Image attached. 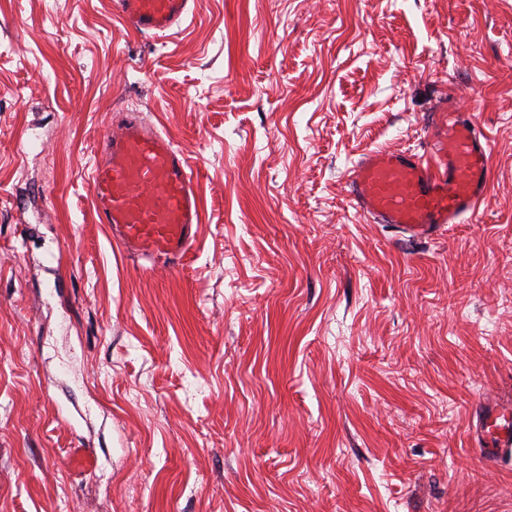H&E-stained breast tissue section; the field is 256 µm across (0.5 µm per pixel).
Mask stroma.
<instances>
[{
	"mask_svg": "<svg viewBox=\"0 0 512 512\" xmlns=\"http://www.w3.org/2000/svg\"><path fill=\"white\" fill-rule=\"evenodd\" d=\"M450 93L491 147L427 244L349 201ZM168 133L202 223L178 273L95 219L111 106ZM28 151H20L23 141ZM512 399V0H0V512H512L469 426ZM117 13L133 32L167 36L179 29L197 9L198 0H113Z\"/></svg>",
	"mask_w": 512,
	"mask_h": 512,
	"instance_id": "stroma-1",
	"label": "stroma"
}]
</instances>
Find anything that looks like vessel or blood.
I'll list each match as a JSON object with an SVG mask.
<instances>
[{
  "instance_id": "vessel-or-blood-1",
  "label": "vessel or blood",
  "mask_w": 512,
  "mask_h": 512,
  "mask_svg": "<svg viewBox=\"0 0 512 512\" xmlns=\"http://www.w3.org/2000/svg\"><path fill=\"white\" fill-rule=\"evenodd\" d=\"M198 0H112L133 32L166 36L197 9ZM426 153L374 149L346 176L352 205L376 224L397 226L422 241L474 214L490 184V146L473 114L442 96L425 122ZM99 223L114 245L152 267L180 271L198 236L201 203L195 176L173 138L127 117L103 137L90 174ZM473 434L492 456L512 455V405L488 403L475 413Z\"/></svg>"
}]
</instances>
